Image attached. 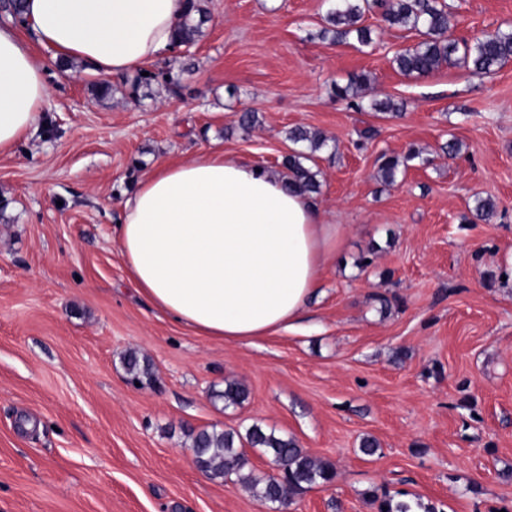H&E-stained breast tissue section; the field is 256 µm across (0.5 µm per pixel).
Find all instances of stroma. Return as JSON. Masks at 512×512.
Segmentation results:
<instances>
[{"label": "stroma", "mask_w": 512, "mask_h": 512, "mask_svg": "<svg viewBox=\"0 0 512 512\" xmlns=\"http://www.w3.org/2000/svg\"><path fill=\"white\" fill-rule=\"evenodd\" d=\"M446 3L452 38L512 27V0ZM330 6L209 0L189 55L157 62L179 70L173 92L114 77L101 98L100 75L59 71L38 48L42 123L0 152V512H265L190 447V432L255 425L336 465L294 512H375V489L512 512V62L406 76L392 57L417 33L370 13V46L336 43L321 34ZM355 73L402 115L350 108L335 88ZM297 126L328 140L312 166L342 239L323 286L292 329L196 335L128 281L124 202L155 163L214 148L280 171ZM412 145L423 162L382 183L379 156ZM487 196L486 221L474 205ZM130 354L149 369L137 383ZM232 380L248 398L228 407L216 393Z\"/></svg>", "instance_id": "35a3bbf8"}]
</instances>
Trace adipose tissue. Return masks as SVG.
I'll return each mask as SVG.
<instances>
[{"label":"adipose tissue","instance_id":"obj_1","mask_svg":"<svg viewBox=\"0 0 512 512\" xmlns=\"http://www.w3.org/2000/svg\"><path fill=\"white\" fill-rule=\"evenodd\" d=\"M184 0H24L0 25V151L40 123L49 96L35 46L107 77L173 52ZM119 246L128 279L174 322L226 342L291 328L340 247L315 197L223 150L153 167L126 199Z\"/></svg>","mask_w":512,"mask_h":512}]
</instances>
